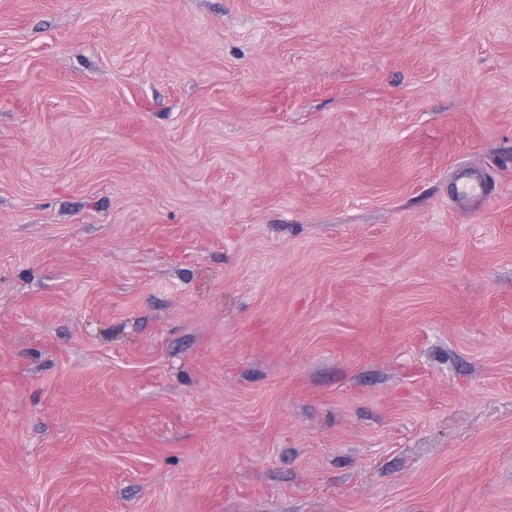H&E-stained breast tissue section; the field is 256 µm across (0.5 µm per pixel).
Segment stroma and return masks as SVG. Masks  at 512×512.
Segmentation results:
<instances>
[{
    "label": "stroma",
    "instance_id": "35a3bbf8",
    "mask_svg": "<svg viewBox=\"0 0 512 512\" xmlns=\"http://www.w3.org/2000/svg\"><path fill=\"white\" fill-rule=\"evenodd\" d=\"M0 512H512V0H0Z\"/></svg>",
    "mask_w": 512,
    "mask_h": 512
}]
</instances>
